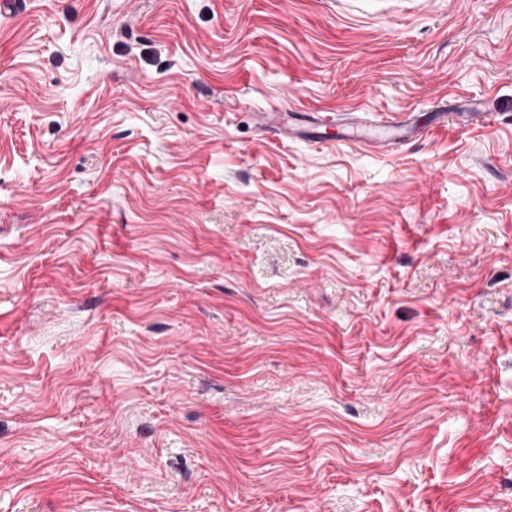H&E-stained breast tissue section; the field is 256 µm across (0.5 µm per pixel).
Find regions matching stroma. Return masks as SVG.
<instances>
[{"label": "stroma", "instance_id": "35a3bbf8", "mask_svg": "<svg viewBox=\"0 0 512 512\" xmlns=\"http://www.w3.org/2000/svg\"><path fill=\"white\" fill-rule=\"evenodd\" d=\"M0 512H512V0L0 14ZM255 118L260 126L274 129L282 139H300L305 133L298 116H288V122H285L280 112H259ZM379 130L378 133L371 135L369 137H348L346 135L345 139L352 142H366L370 145L377 147L381 144H389L392 140H400L402 138H407L409 136L415 135L418 131L419 126L415 119V115L410 112L406 114L403 119L394 126L391 125H382L376 127ZM390 130L396 131L395 133L390 132Z\"/></svg>", "mask_w": 512, "mask_h": 512}]
</instances>
